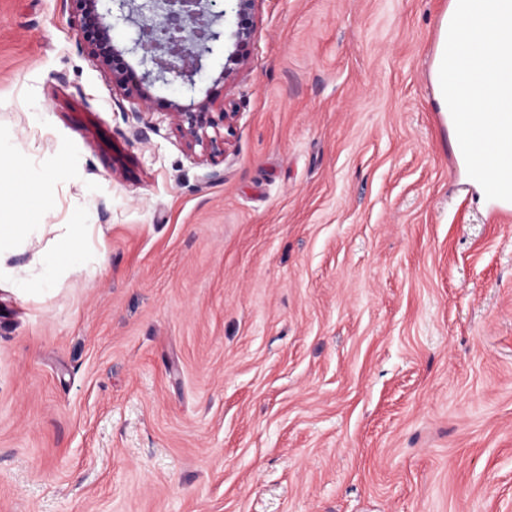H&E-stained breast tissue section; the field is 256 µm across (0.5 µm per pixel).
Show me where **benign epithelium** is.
Masks as SVG:
<instances>
[{"mask_svg": "<svg viewBox=\"0 0 512 512\" xmlns=\"http://www.w3.org/2000/svg\"><path fill=\"white\" fill-rule=\"evenodd\" d=\"M71 2L85 48L105 78L124 95L144 102L149 100L144 85L152 77L162 79L173 73L183 79L186 91H194V76L202 68L203 57L225 43L224 12L212 10L213 0H108L111 6L102 10V0ZM236 2L239 22L232 37L241 46L252 37L250 13L255 0ZM118 22L136 28L132 45L112 42V27ZM128 55L137 58L141 74L126 60ZM209 105L207 100L171 104L181 128L195 142L203 141Z\"/></svg>", "mask_w": 512, "mask_h": 512, "instance_id": "1", "label": "benign epithelium"}]
</instances>
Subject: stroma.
<instances>
[{
	"label": "stroma",
	"instance_id": "obj_1",
	"mask_svg": "<svg viewBox=\"0 0 512 512\" xmlns=\"http://www.w3.org/2000/svg\"><path fill=\"white\" fill-rule=\"evenodd\" d=\"M448 3L256 0L144 102L69 0H0V512H512V220L434 100ZM255 1L256 0H236V2H238L237 15L239 22L236 30L232 32V37L235 38L238 46L247 44L252 37L253 28L249 16L253 10ZM210 102L203 100L198 103L192 102L189 105L171 103L170 107L179 119L180 126L186 134L195 142H203L205 119ZM201 132V133H200Z\"/></svg>",
	"mask_w": 512,
	"mask_h": 512
}]
</instances>
